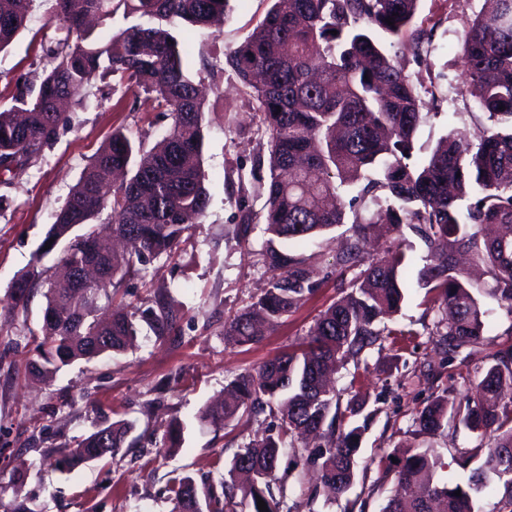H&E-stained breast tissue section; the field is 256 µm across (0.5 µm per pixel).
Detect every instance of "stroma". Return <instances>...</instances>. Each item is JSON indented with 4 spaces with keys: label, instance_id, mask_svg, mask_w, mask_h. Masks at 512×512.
<instances>
[{
    "label": "stroma",
    "instance_id": "35a3bbf8",
    "mask_svg": "<svg viewBox=\"0 0 512 512\" xmlns=\"http://www.w3.org/2000/svg\"><path fill=\"white\" fill-rule=\"evenodd\" d=\"M224 20L204 29L179 26L175 35L189 47L187 73L206 88L203 168L209 204L204 217L185 233L177 253L150 260L126 282L114 306L139 313L154 295L164 294L179 310L172 330L156 335L139 321L135 343L120 354L75 361L46 381L27 370V338L39 331L46 300L34 294L26 309H13L10 287L33 268L53 270L58 252L35 254L83 169L114 130L143 137L153 145L170 120L156 102L134 95L102 94L99 81L86 90L87 107L69 111V123L38 162L8 183H0V505L26 500L32 512H170L166 488L172 471L195 480L219 479L224 462L252 440L267 436L268 415H243L229 426L202 421L207 405L220 397L237 374L300 351L318 315L340 297L353 271H340L336 256L352 234L347 222L324 236L292 243L288 253L302 256L319 271L315 292L252 345L224 338V322L267 288L270 274L254 255L268 244L263 221L269 169L266 138L257 103L231 74H213L212 65L237 47L270 8V0H231ZM485 0H469L449 10L446 0H420L419 19L436 27L421 58L400 57L419 90L435 91L437 104L417 134L415 159H424L446 134L478 143L487 123L463 78L458 43L467 23ZM50 17L47 0H36L26 27L0 51V107L10 106L19 85L38 87L33 61L41 54V29ZM252 221L242 224L243 211ZM406 255L404 300L392 324L408 329L399 343L383 339L359 362L340 366L334 386L341 403L359 398L370 419L362 434L354 484L342 498L316 494V472L294 449L281 457L271 492L282 512H380L394 483L378 461L399 446L433 448L455 454L492 445L489 435L464 426L442 433L417 432L414 413L442 390L452 399L473 396L495 352L512 346V314L486 293L490 278L469 268L467 280L483 304V346L452 350L436 331L441 310L432 308L418 272L428 253L408 225L372 228L363 247L372 260L385 250ZM123 419L138 444L114 457L68 472L54 461L97 428ZM179 425V447L160 442Z\"/></svg>",
    "mask_w": 512,
    "mask_h": 512
}]
</instances>
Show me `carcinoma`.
Here are the masks:
<instances>
[{
    "label": "carcinoma",
    "instance_id": "carcinoma-1",
    "mask_svg": "<svg viewBox=\"0 0 512 512\" xmlns=\"http://www.w3.org/2000/svg\"><path fill=\"white\" fill-rule=\"evenodd\" d=\"M34 0H0V51L25 27ZM231 0H54L63 21L47 22L41 35V83L36 95L20 90L0 110V169L23 171L58 137L64 123L56 104L81 106L94 78L112 89L146 95L169 113L162 140L145 141L117 130L83 169L77 184L55 214L47 239L50 253L64 243L62 258L81 267L92 258L104 265L107 279L85 287L77 281L53 286L41 271L12 289L14 306H26L41 288L46 306L41 337L29 360L30 373L47 378L77 360L87 362L126 350L136 336L132 316L115 309L112 320L93 313L135 263L172 255L190 225L204 216L209 196L202 167L204 107L197 85L185 74L177 23L202 28L230 12ZM149 20L108 37L88 27L90 15L104 26L119 9ZM419 0H272V6L245 40L225 56L228 68L259 104L268 135L264 224L288 243L301 242L345 223V206L356 204L369 217L353 222V235L338 256L341 270L357 268L347 291L330 304L310 329L301 353L285 354L246 371L231 382L232 396L203 413L204 420L226 426L236 416L269 411L278 432L244 445L225 466L220 480L197 483L189 475L167 487L171 512H280L270 491L285 441L308 432L328 439L325 448L306 449L305 462L318 470L333 497L353 486L361 426L344 429L361 408L339 411L338 395L325 389L336 363L354 360L379 336L404 298L405 256L389 253L365 262L362 243L373 224H408L427 243L428 262L419 283L434 293V304L451 309L444 319L443 342L452 349L484 340L487 311L469 291L456 254L465 252L485 268L493 286L487 292L508 303L512 313V0L469 19L460 56L466 83L477 90L478 108L491 125L472 145L448 135L418 162L415 140L425 102L388 47L423 52L430 38L416 26ZM391 22H386V19ZM337 34H331V31ZM18 112L24 120L15 119ZM130 177L114 185L112 170ZM356 192L349 204L343 194ZM476 195L466 212L457 202ZM110 209L112 235L102 236L95 221ZM469 224H497L501 232L480 240ZM271 272L270 288L224 325L237 345L260 340L256 326L273 327L315 291V272L305 260L273 247L260 253ZM145 311L156 332L174 321L167 299ZM495 437L496 446L466 484L450 486L438 473L453 464L466 468L472 457L443 456L427 449L395 448L387 471L396 494L381 512H475L476 494L495 481L503 488L494 512H512V350L496 357L465 404L436 396L418 410L414 422L434 435L448 421ZM131 426L120 420L98 429L55 460L69 471L112 456L124 447ZM460 495H454L455 491Z\"/></svg>",
    "mask_w": 512,
    "mask_h": 512
}]
</instances>
